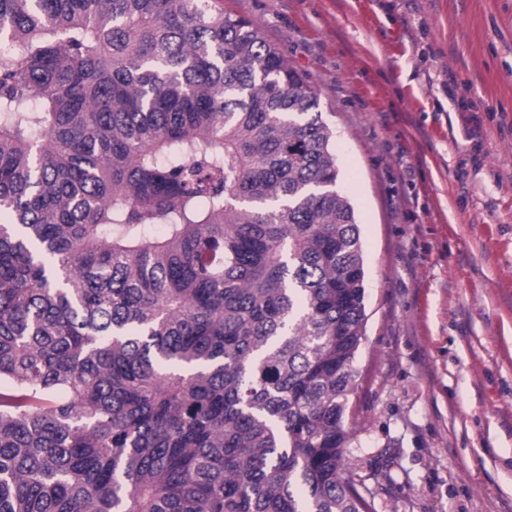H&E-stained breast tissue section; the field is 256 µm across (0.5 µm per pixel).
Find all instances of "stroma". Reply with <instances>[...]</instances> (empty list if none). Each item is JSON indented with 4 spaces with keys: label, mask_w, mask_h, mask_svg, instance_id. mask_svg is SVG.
Segmentation results:
<instances>
[{
    "label": "stroma",
    "mask_w": 512,
    "mask_h": 512,
    "mask_svg": "<svg viewBox=\"0 0 512 512\" xmlns=\"http://www.w3.org/2000/svg\"><path fill=\"white\" fill-rule=\"evenodd\" d=\"M336 134L368 321L345 428L376 512H512V0H221Z\"/></svg>",
    "instance_id": "stroma-1"
}]
</instances>
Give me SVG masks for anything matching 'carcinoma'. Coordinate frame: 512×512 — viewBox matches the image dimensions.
Instances as JSON below:
<instances>
[{"mask_svg": "<svg viewBox=\"0 0 512 512\" xmlns=\"http://www.w3.org/2000/svg\"><path fill=\"white\" fill-rule=\"evenodd\" d=\"M334 139L218 0H0V512H375Z\"/></svg>", "mask_w": 512, "mask_h": 512, "instance_id": "1", "label": "carcinoma"}]
</instances>
